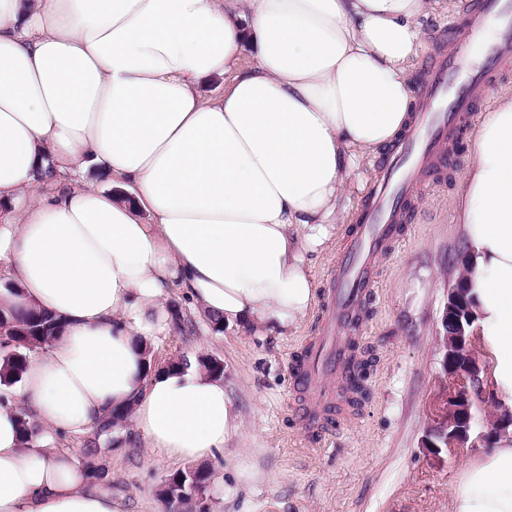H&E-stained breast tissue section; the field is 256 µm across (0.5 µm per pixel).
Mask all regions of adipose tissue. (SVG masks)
I'll return each mask as SVG.
<instances>
[{
	"mask_svg": "<svg viewBox=\"0 0 512 512\" xmlns=\"http://www.w3.org/2000/svg\"><path fill=\"white\" fill-rule=\"evenodd\" d=\"M427 0H0V273L60 331L0 402V512H119L82 435L131 407L124 445L209 459L243 422L223 378L142 356L179 291L220 325L284 336L316 293L348 178L406 126ZM252 64L241 65L244 47ZM224 80V93L201 85ZM108 177L112 190L86 181ZM474 302L512 411V93L462 180ZM41 434L22 446L19 419ZM450 512H512V430L463 463Z\"/></svg>",
	"mask_w": 512,
	"mask_h": 512,
	"instance_id": "ef3b65f1",
	"label": "adipose tissue"
}]
</instances>
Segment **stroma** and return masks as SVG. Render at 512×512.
Masks as SVG:
<instances>
[{
	"mask_svg": "<svg viewBox=\"0 0 512 512\" xmlns=\"http://www.w3.org/2000/svg\"><path fill=\"white\" fill-rule=\"evenodd\" d=\"M458 6V0H439L418 21L411 77L415 101H422L418 87L434 63L463 45L475 57L485 51L449 31ZM474 146V134H466L446 184L412 201L404 215L405 239L394 254L378 260L383 275L369 293L367 330L357 336L371 362L365 382L370 398L349 407L336 399V375L326 376L323 400L345 415L335 432L310 442L304 412L311 397L290 379L303 339L317 332V311L285 336L216 332L202 313L190 312L193 332L156 344L153 359L160 366L182 354L222 360L224 385L244 423L243 437L204 463L211 472V512H448L464 460L484 449L480 435L486 427L484 415H477L472 445L459 455L436 454L427 446L428 408L444 374L442 317L459 275L455 259L464 239L457 199ZM388 154L380 149L371 164L353 174L334 238L311 257L317 288L334 274L361 200ZM94 464L105 473L102 486L117 497L121 512H163L159 489L187 467L151 455L135 438L103 450Z\"/></svg>",
	"mask_w": 512,
	"mask_h": 512,
	"instance_id": "35a3bbf8",
	"label": "stroma"
}]
</instances>
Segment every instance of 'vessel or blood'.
Here are the masks:
<instances>
[{
  "instance_id": "vessel-or-blood-1",
  "label": "vessel or blood",
  "mask_w": 512,
  "mask_h": 512,
  "mask_svg": "<svg viewBox=\"0 0 512 512\" xmlns=\"http://www.w3.org/2000/svg\"><path fill=\"white\" fill-rule=\"evenodd\" d=\"M498 23L499 39L487 47L482 65H474L466 50H458L430 69L425 82L426 107L417 112L405 137L392 150L393 161L373 184L353 235L340 254L321 307L317 335L308 337L305 354L291 377L297 386L320 389L322 377L340 369L345 347L338 330L364 331L356 309L371 285L372 255L392 252L402 238L399 212L409 194L422 187L418 171L425 166L444 171L450 148L448 130L473 128L485 111V90L512 73V0H460L456 23L466 38L478 36L487 18Z\"/></svg>"
}]
</instances>
